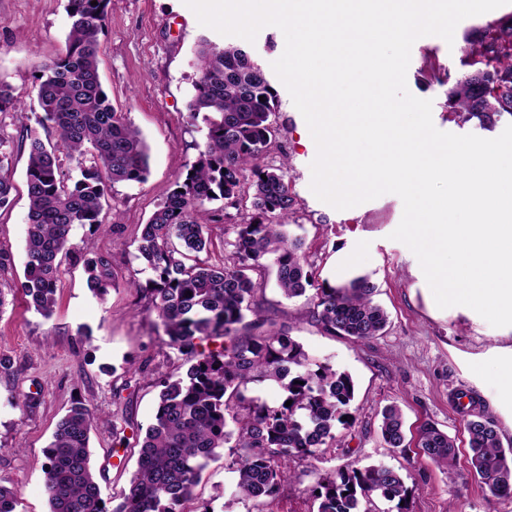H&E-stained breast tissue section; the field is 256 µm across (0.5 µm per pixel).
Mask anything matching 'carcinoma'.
<instances>
[{"label": "carcinoma", "mask_w": 512, "mask_h": 512, "mask_svg": "<svg viewBox=\"0 0 512 512\" xmlns=\"http://www.w3.org/2000/svg\"><path fill=\"white\" fill-rule=\"evenodd\" d=\"M110 4L68 0L65 52L42 67L36 82V122L54 129L56 140L46 142L28 127L22 136L29 223L21 290L28 307L47 318L56 304L61 256L93 252L89 239L80 247L71 243L73 225L102 228L112 187L143 183L149 174L144 137L112 106L99 78L100 34ZM462 65L470 80L466 90L448 93L452 120L475 119L491 129L512 116V25L482 28L467 41ZM197 69L188 111L192 121L205 124L204 149L142 225L136 255L153 274L140 289L142 298L161 318L167 346L187 365L185 375L158 380L159 405L138 441L137 468L128 491L110 508L91 467L95 417L83 402L72 404L44 450L49 512H197L191 507L195 489L219 448L228 450L237 493L264 512L291 479L293 460L339 447L336 425L353 423V380L328 364L312 365L299 343L261 315L262 287L251 272L268 259L286 298L314 291L313 317L324 333L370 340L388 324L370 276L345 288L318 280L302 239L284 231L295 206L288 167L263 163L279 133L272 120L277 93L250 51L205 40ZM25 111L12 85L0 79V113ZM6 144L0 138V210L12 203ZM246 170L253 176V213L236 225L233 250L224 259H200L212 246L211 223L223 222L226 208L236 206ZM220 200L224 206L206 220L208 205ZM85 271L97 296L120 285L108 254L86 259ZM266 382L283 389L281 402L252 395L251 386ZM465 429L474 475L492 496L511 498L512 448L503 447L488 417L467 420ZM380 433L388 447L409 448L397 404L383 407ZM417 447L454 481L458 448L448 434L427 421ZM310 497L316 512H368L364 505L375 498L407 512L409 488L393 468L350 464L323 478ZM18 503V488L0 479V512H17Z\"/></svg>", "instance_id": "cac0c4a2"}]
</instances>
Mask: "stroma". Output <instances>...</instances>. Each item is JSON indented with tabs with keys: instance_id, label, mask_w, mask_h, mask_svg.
Returning <instances> with one entry per match:
<instances>
[{
	"instance_id": "obj_1",
	"label": "stroma",
	"mask_w": 512,
	"mask_h": 512,
	"mask_svg": "<svg viewBox=\"0 0 512 512\" xmlns=\"http://www.w3.org/2000/svg\"><path fill=\"white\" fill-rule=\"evenodd\" d=\"M67 0H0V78L23 101L36 97L41 67L63 51L70 29ZM512 16L510 4L461 21L453 44L437 36L419 38L412 46L407 70L411 94L432 102L435 127L457 135L499 136L478 122L451 121L446 109L448 79L457 75L466 45L476 29ZM217 45L227 38L201 26L183 0H112L100 36L99 77L111 104L140 130L149 147L150 172L145 183L117 184L108 200L123 224L120 243L108 229L90 233L75 225L74 242L92 238L94 249L112 256L126 284L105 297L86 285L84 259L65 258L51 317L28 309L20 291L24 280L28 199L25 190L27 151L20 146V121L0 113V136L11 142L12 203L0 211V247L12 264L0 273L6 302L0 307V355L14 361L13 374L0 375V478L19 491V512H48L44 492L43 450L57 421L82 400L96 413L91 433V465L104 500L120 497L136 468V440L152 421L158 405L157 378L182 374L165 343L155 311L136 287L149 271L136 260L141 226L157 204L184 177L203 149L206 129L188 114L198 77L196 50L201 40ZM432 58L436 71L424 66ZM279 99L275 120L279 139L266 156L269 165L287 163L295 193L290 235L302 237L304 249L320 276H327L337 250L361 247L367 272L379 287L377 300L386 309L385 331L367 341H351L322 332L307 297L286 299L274 271H266L259 294L262 307L277 327L289 332L311 362L329 363L351 375L354 423L337 428L339 450L321 460L293 462V479L265 512H312L309 491L324 477L346 465L385 464L399 470L412 490L409 512H512V498H496L471 474L464 417L457 393L469 394L471 411L496 423L503 444L512 445V388L499 383L494 368L512 357V329L494 328L480 316L456 308L431 315L424 286L416 275L419 261L403 243L391 240L403 203L384 195L347 210L318 200L310 189V164L316 156L303 138L306 122L279 78H272ZM32 404H24V396ZM396 403L403 411L407 434L429 421L455 439V479H447L412 447L400 453L388 448L380 434L382 408ZM236 475L224 457L211 461L196 488L198 504L211 512H254L252 502L235 495Z\"/></svg>"
}]
</instances>
